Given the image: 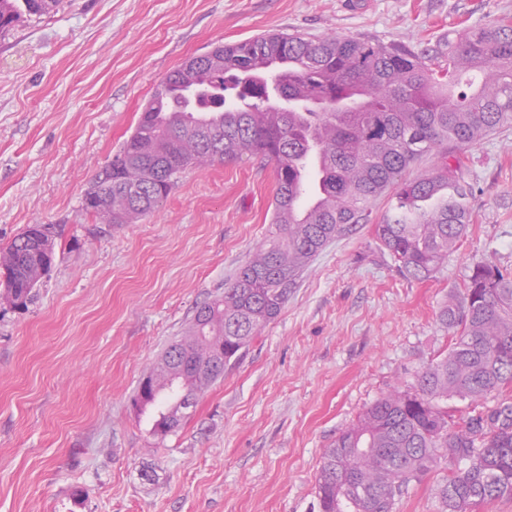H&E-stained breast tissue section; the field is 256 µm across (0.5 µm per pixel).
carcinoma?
I'll list each match as a JSON object with an SVG mask.
<instances>
[{"label":"carcinoma","instance_id":"cac0c4a2","mask_svg":"<svg viewBox=\"0 0 512 512\" xmlns=\"http://www.w3.org/2000/svg\"><path fill=\"white\" fill-rule=\"evenodd\" d=\"M60 0H0V32ZM288 96V110L277 104ZM512 126V19L416 48L357 37L306 39L269 33L188 58L141 112L111 162L94 176L83 207L107 224L152 213L180 174L245 155L275 164V230L224 293L195 307L183 336L148 374L153 433L176 432L220 375L206 369L224 347L238 361L288 302L298 277L332 240L369 221L406 276L429 278L458 250L471 224L467 149ZM314 144L323 166L312 192L296 196L297 167ZM424 175L405 172L424 156ZM56 247L51 224H30L0 249V299L26 307ZM446 351L393 388L336 436L316 479L319 512H396L412 484L444 472L442 512L512 497V271L475 263L440 314ZM454 401L465 403L460 410Z\"/></svg>","mask_w":512,"mask_h":512}]
</instances>
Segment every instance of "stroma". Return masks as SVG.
I'll return each instance as SVG.
<instances>
[{"mask_svg":"<svg viewBox=\"0 0 512 512\" xmlns=\"http://www.w3.org/2000/svg\"><path fill=\"white\" fill-rule=\"evenodd\" d=\"M503 17L512 0H61L0 34V248L30 224L57 243L35 302L0 303V512H316L325 449L445 350L439 313L473 264L512 269V127L468 149L471 224L433 277L357 225L163 439L132 405L139 381L268 235L275 168L186 171L134 224L84 194L166 75L215 45L419 47Z\"/></svg>","mask_w":512,"mask_h":512,"instance_id":"1","label":"stroma"}]
</instances>
